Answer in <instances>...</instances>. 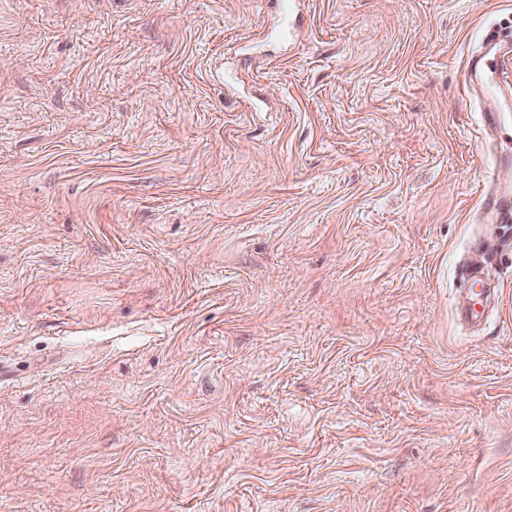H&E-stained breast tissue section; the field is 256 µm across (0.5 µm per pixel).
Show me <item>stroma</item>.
Returning a JSON list of instances; mask_svg holds the SVG:
<instances>
[{
	"instance_id": "35a3bbf8",
	"label": "stroma",
	"mask_w": 512,
	"mask_h": 512,
	"mask_svg": "<svg viewBox=\"0 0 512 512\" xmlns=\"http://www.w3.org/2000/svg\"><path fill=\"white\" fill-rule=\"evenodd\" d=\"M512 0H0V512H512V257L458 316ZM502 73L512 75L511 54L487 53L478 59H472L468 68V75L471 80L480 75H486L492 86H497L496 77ZM468 279L471 283V290H473V288L477 287L478 285L481 286V291L475 293L476 297L474 298L475 300L480 298V301L473 304H468L466 307H464L463 310H460L461 318L467 323H473L474 319L480 316V310L482 309L481 308L479 310L478 308H476V306H483L484 303H487L488 299L491 296L492 289L486 288L485 286L484 267L481 264L474 265L469 269Z\"/></svg>"
}]
</instances>
